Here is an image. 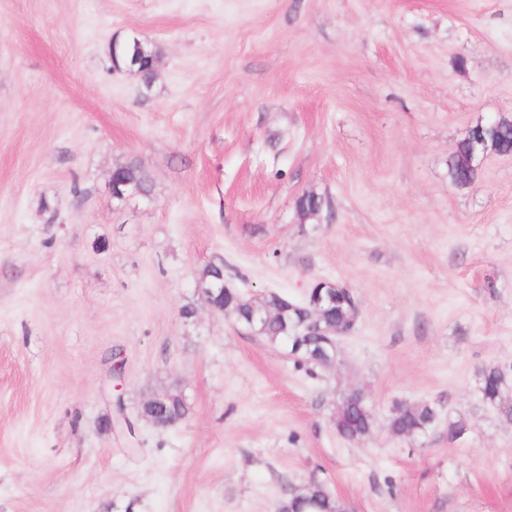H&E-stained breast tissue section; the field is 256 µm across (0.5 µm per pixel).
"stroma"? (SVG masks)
<instances>
[{
	"label": "stroma",
	"mask_w": 512,
	"mask_h": 512,
	"mask_svg": "<svg viewBox=\"0 0 512 512\" xmlns=\"http://www.w3.org/2000/svg\"><path fill=\"white\" fill-rule=\"evenodd\" d=\"M128 36L151 84L112 66ZM500 115L512 0H0V512H276L311 481L347 512H512L480 393L512 369V155L448 175ZM129 163L149 193L115 199ZM307 192L329 208L299 216ZM209 264L251 296L351 288L335 367L213 311ZM170 388L163 431L139 410ZM398 403L436 426L393 435ZM373 414L365 403L355 406L348 405L344 400L336 411V429H346L356 439L366 437L373 428Z\"/></svg>",
	"instance_id": "35a3bbf8"
}]
</instances>
